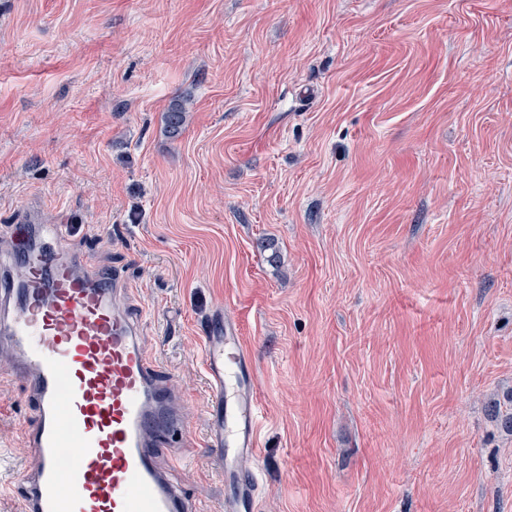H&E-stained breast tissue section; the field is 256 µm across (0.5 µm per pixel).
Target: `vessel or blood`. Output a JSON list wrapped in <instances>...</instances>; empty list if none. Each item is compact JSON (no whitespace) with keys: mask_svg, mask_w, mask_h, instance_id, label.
Returning <instances> with one entry per match:
<instances>
[{"mask_svg":"<svg viewBox=\"0 0 512 512\" xmlns=\"http://www.w3.org/2000/svg\"><path fill=\"white\" fill-rule=\"evenodd\" d=\"M17 253L0 273V344L34 397L22 427L37 468L20 512H192L158 462L186 441L111 279L67 250L64 225ZM208 442L224 478V512H256L261 487L246 460L258 447V380L235 327L206 336Z\"/></svg>","mask_w":512,"mask_h":512,"instance_id":"obj_1","label":"vessel or blood"}]
</instances>
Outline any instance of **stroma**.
<instances>
[{"label":"stroma","instance_id":"1","mask_svg":"<svg viewBox=\"0 0 512 512\" xmlns=\"http://www.w3.org/2000/svg\"><path fill=\"white\" fill-rule=\"evenodd\" d=\"M30 217L123 289L201 512L215 314L260 380L258 512H512V0H0V252ZM32 417L0 377V512ZM190 96H181L175 99L163 115L164 130L170 137L181 134L186 122V113L189 112Z\"/></svg>","mask_w":512,"mask_h":512}]
</instances>
